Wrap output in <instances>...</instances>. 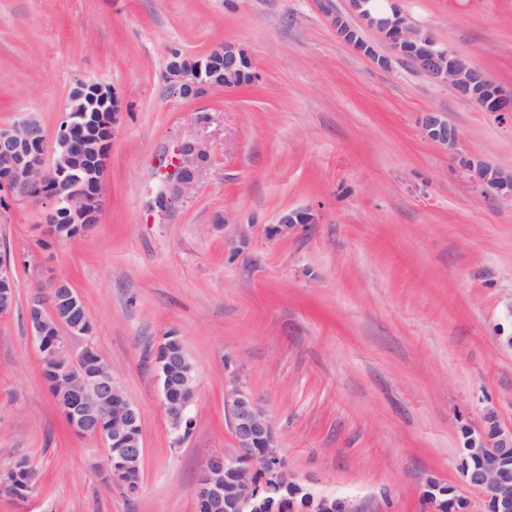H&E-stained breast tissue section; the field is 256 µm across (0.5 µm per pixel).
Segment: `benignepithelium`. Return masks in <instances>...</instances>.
I'll return each instance as SVG.
<instances>
[{
	"label": "benign epithelium",
	"mask_w": 512,
	"mask_h": 512,
	"mask_svg": "<svg viewBox=\"0 0 512 512\" xmlns=\"http://www.w3.org/2000/svg\"><path fill=\"white\" fill-rule=\"evenodd\" d=\"M381 15L363 9L366 0H354V11L367 27L381 33L392 51L408 58L419 73L448 83L461 97L480 102L489 112L512 117V97L497 88L489 75L440 43L427 31L396 28L401 17L395 0ZM332 18L340 38L359 54L380 66L387 64L358 28L334 12L332 0H319ZM256 80L247 54L232 45L212 50L202 60L180 53L169 58L167 79L183 99H196L214 87L237 88L245 78ZM115 122L112 90L96 82H79L70 94L69 113L59 130L52 158L45 153V132L34 116L12 128H0V191L19 201L48 200L52 204L49 231L60 236L58 224L76 225L82 236L98 223L103 206V182ZM422 130L431 142L455 149L459 134L438 112L426 113ZM210 161L200 142L187 139L176 146L163 165L162 191L154 198L160 209L193 193ZM486 189L512 197V176L481 161H467ZM315 222L310 212L281 217L278 231L286 232ZM16 302L14 282L0 274V313ZM30 337L43 368L52 372L54 402L71 429L98 440L106 449L103 473L129 493L141 486L145 448L142 415L125 388L112 376L110 365L93 347L73 356L67 337L87 336L93 325L84 301L69 281L50 280V293L33 294L26 308ZM95 368L88 372L85 363ZM161 387V410L172 439L181 447L191 434L192 408L198 394L197 366L179 337L162 339L154 356ZM237 453L213 451L202 461L195 489L197 512H356L342 498L315 496L291 480L280 455L274 428L257 399L237 380L224 387ZM474 465L458 464L463 482L487 495L489 512H512V430L494 429V442L472 441L466 449ZM38 472L28 470L26 485L15 491L8 474L0 475V491L17 499L37 489Z\"/></svg>",
	"instance_id": "7a95c632"
}]
</instances>
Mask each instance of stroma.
I'll return each mask as SVG.
<instances>
[{
	"label": "stroma",
	"instance_id": "obj_1",
	"mask_svg": "<svg viewBox=\"0 0 512 512\" xmlns=\"http://www.w3.org/2000/svg\"><path fill=\"white\" fill-rule=\"evenodd\" d=\"M396 4L512 96V0ZM362 34L387 67L342 42L317 0H0V128L33 113L54 141L80 80L116 100L104 207L84 238H52L45 204L0 197L17 295L0 314V471L24 457L40 475L28 500L0 495V512H196L203 458L235 450L234 377L309 492L357 512H430L432 479L487 512L457 462L477 431L512 427V201L457 157L512 170V118ZM224 44L258 80L176 95L171 52ZM427 112L456 126V150L423 138ZM187 138L211 162L189 200L158 209L160 167ZM307 208L316 223L278 232L282 212ZM49 276L94 325L69 352L94 346L141 411L137 494L105 479V449L72 431L41 375L25 312ZM171 334L198 369L178 449L154 368Z\"/></svg>",
	"mask_w": 512,
	"mask_h": 512
}]
</instances>
